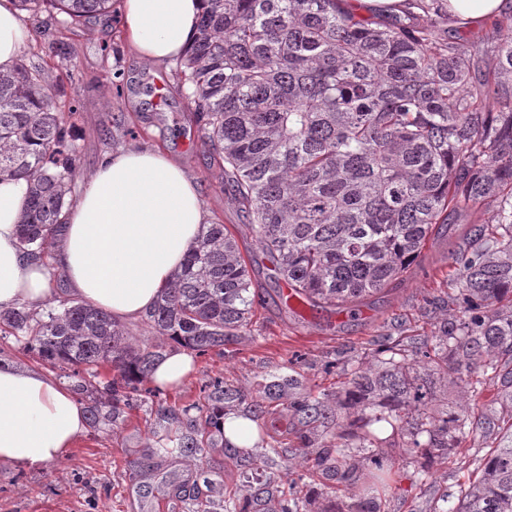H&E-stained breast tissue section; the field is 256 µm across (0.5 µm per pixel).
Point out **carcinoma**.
Instances as JSON below:
<instances>
[{"label": "carcinoma", "instance_id": "1", "mask_svg": "<svg viewBox=\"0 0 512 512\" xmlns=\"http://www.w3.org/2000/svg\"><path fill=\"white\" fill-rule=\"evenodd\" d=\"M75 24L107 12L110 0H19ZM198 35L177 71L204 143L222 161L234 199L247 213L262 252L299 296L355 305L384 290L421 254L435 224L487 208L495 231L476 229L478 247L460 259V316L433 336L432 370L460 379L493 373L512 387V10L487 21L466 49L448 37L427 0L422 13L364 18L343 0H203ZM41 73L19 63L0 73V179H22L29 195L19 240L44 260L72 202L77 133L72 113L55 110ZM247 262L223 224L202 225L169 288L146 314L151 333L200 355L239 336L254 313ZM0 335L52 369L77 377L76 394L110 395L108 410L87 406L94 429L156 391L147 387L164 344L135 347L104 310L82 300L56 307L25 304L0 312ZM115 371L105 384L98 369ZM250 401L286 404L310 468L338 484L353 478L350 449L384 466L373 439L343 429L320 442L317 424L349 409L358 420L398 425L412 449L442 460L470 434L467 417L428 411L427 391L401 350L379 370L356 369L344 399L332 404L299 391L292 376H272L251 399L215 379L205 403L157 414L184 430L149 447L141 476L168 460H200L225 446L224 414ZM197 414L192 415L190 411ZM243 493L225 512H304L296 492L263 478L256 454ZM481 476L448 512H512V444L480 460Z\"/></svg>", "mask_w": 512, "mask_h": 512}]
</instances>
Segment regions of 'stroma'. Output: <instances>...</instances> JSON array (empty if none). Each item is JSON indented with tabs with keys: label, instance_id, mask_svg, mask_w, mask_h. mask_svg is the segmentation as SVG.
Segmentation results:
<instances>
[{
	"label": "stroma",
	"instance_id": "1",
	"mask_svg": "<svg viewBox=\"0 0 512 512\" xmlns=\"http://www.w3.org/2000/svg\"><path fill=\"white\" fill-rule=\"evenodd\" d=\"M21 16L30 33L23 61L43 70L49 83L64 84L67 94L56 98V109L76 113L81 138L73 188H80L112 149L142 146L173 154L198 184L205 209L237 240L263 297L241 336L195 356L194 374L162 391L159 402L176 409L200 402L216 378L255 392L274 374L297 377L312 396L332 397L347 380L343 365L377 367L387 346L414 354L431 343L444 318L457 315L448 285L456 280L472 229L488 222V210L464 212L456 223L444 225L397 280L356 310L323 304L303 312L287 308L283 284L234 202L217 159L203 144L173 67L146 66L123 49L117 8L68 26L60 24L56 10H25ZM414 368L426 376L433 409L467 415L473 433L448 461L425 474L407 436L373 425L380 453L393 462L385 487L375 494L380 512H446L478 477L476 456L506 444L512 435V424L504 419L492 435L483 433L484 415L501 409L499 380L467 385L429 373L420 361ZM157 404L142 403L127 411L124 421L103 429H85L63 461L38 470L1 467L0 512H183L172 495L174 486L194 485L205 493L211 481L219 480L225 492L239 491L246 459L229 448L208 453L193 468L175 463L156 470L151 480L137 476L134 463L141 449L179 429L176 422L158 417ZM258 423L264 436L259 445L263 468L274 483L284 488L290 478H302L316 494L320 512H349L361 496L360 485L345 486L308 471L282 403H267Z\"/></svg>",
	"mask_w": 512,
	"mask_h": 512
}]
</instances>
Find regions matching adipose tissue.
<instances>
[{
	"label": "adipose tissue",
	"mask_w": 512,
	"mask_h": 512,
	"mask_svg": "<svg viewBox=\"0 0 512 512\" xmlns=\"http://www.w3.org/2000/svg\"><path fill=\"white\" fill-rule=\"evenodd\" d=\"M451 27H471L512 8V0H441ZM202 0H120L122 43L148 66L185 55L198 34ZM14 0H0V72L29 43ZM21 180L0 181V311L52 302L47 268L22 251L17 224L26 202ZM200 189L180 161L147 148L106 154L63 216L53 262L70 291L118 320L157 300L210 223ZM85 431L83 410L52 376L0 361V466L39 469L62 460Z\"/></svg>",
	"instance_id": "1"
}]
</instances>
